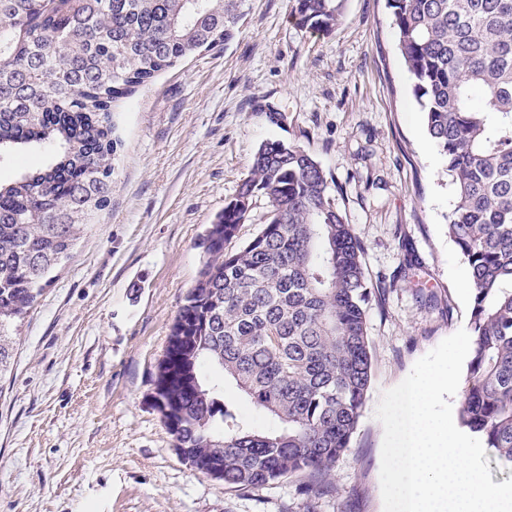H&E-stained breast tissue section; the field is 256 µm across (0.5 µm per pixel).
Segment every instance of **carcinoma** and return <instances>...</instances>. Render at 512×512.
<instances>
[{"label": "carcinoma", "instance_id": "cac0c4a2", "mask_svg": "<svg viewBox=\"0 0 512 512\" xmlns=\"http://www.w3.org/2000/svg\"><path fill=\"white\" fill-rule=\"evenodd\" d=\"M347 0H296L327 31ZM446 160L448 234L472 278L462 426L512 463V0H386ZM229 0H0V160L44 164L0 185V370L14 324L112 198V112L161 72L232 37ZM480 91L485 106H473ZM260 232L226 249L254 205ZM209 255L171 329L155 402L180 455L228 489L330 480L371 382L364 245L304 148L267 140L209 228ZM274 424L251 427L224 385Z\"/></svg>", "mask_w": 512, "mask_h": 512}]
</instances>
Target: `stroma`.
Returning <instances> with one entry per match:
<instances>
[{
  "mask_svg": "<svg viewBox=\"0 0 512 512\" xmlns=\"http://www.w3.org/2000/svg\"><path fill=\"white\" fill-rule=\"evenodd\" d=\"M294 5L236 0L227 43L115 112L111 202L20 321L0 376V512H383L380 396L469 329L467 264L386 0H348L319 34L293 23ZM270 107L285 123L268 122ZM268 139L320 162L369 284L386 287L367 308L368 397L335 492L316 498L302 476L225 489L182 459L154 401L207 230Z\"/></svg>",
  "mask_w": 512,
  "mask_h": 512,
  "instance_id": "1",
  "label": "stroma"
}]
</instances>
